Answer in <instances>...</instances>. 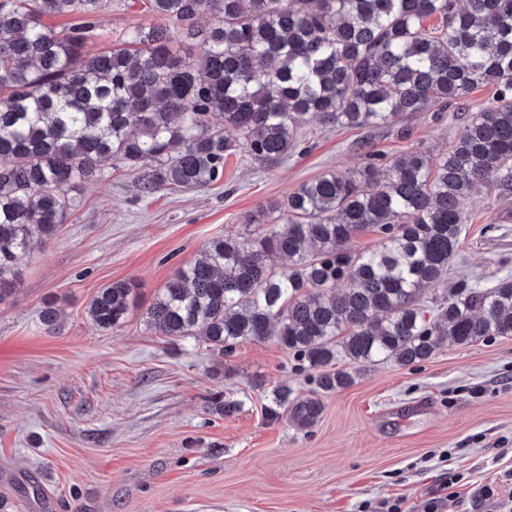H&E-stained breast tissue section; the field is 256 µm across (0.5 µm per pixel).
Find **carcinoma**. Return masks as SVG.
<instances>
[{
    "label": "carcinoma",
    "instance_id": "1",
    "mask_svg": "<svg viewBox=\"0 0 512 512\" xmlns=\"http://www.w3.org/2000/svg\"><path fill=\"white\" fill-rule=\"evenodd\" d=\"M156 22L120 44L101 36L102 0H0V298L21 256L41 249L75 208L74 191L123 168L143 196L224 177L237 152L292 155L315 118L325 130L394 127L435 101L469 109L438 158L421 148L350 175L334 170L241 216L261 233L211 240L146 309L164 336H201L219 354L274 338L318 388L353 383L333 366L426 361L451 342L512 336V279L446 289L467 217L487 182L512 196V0H145ZM74 16L58 30L50 20ZM208 17L206 23L200 22ZM437 23L432 24L430 20ZM494 96L471 104L479 85ZM377 246L353 251L360 235ZM269 256L288 261L277 271ZM441 289L432 308L426 291ZM139 285L101 288L92 324L113 330ZM49 333L59 311L41 314ZM214 409L245 400L218 395ZM268 413L298 430L319 398L271 391Z\"/></svg>",
    "mask_w": 512,
    "mask_h": 512
}]
</instances>
